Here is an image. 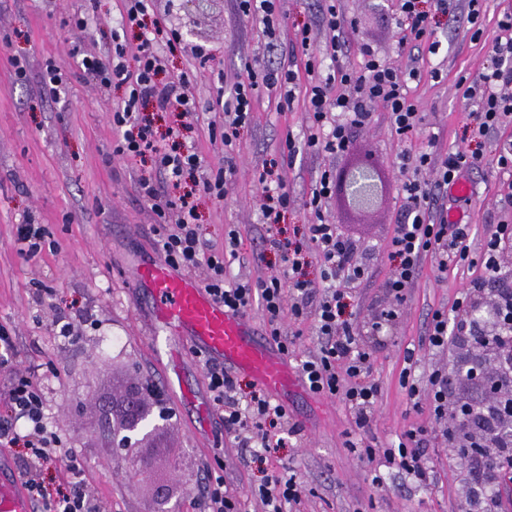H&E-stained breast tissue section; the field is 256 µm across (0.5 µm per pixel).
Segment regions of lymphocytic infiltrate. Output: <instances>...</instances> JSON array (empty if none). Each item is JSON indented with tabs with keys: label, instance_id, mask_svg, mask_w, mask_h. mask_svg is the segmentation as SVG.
Instances as JSON below:
<instances>
[{
	"label": "lymphocytic infiltrate",
	"instance_id": "lymphocytic-infiltrate-1",
	"mask_svg": "<svg viewBox=\"0 0 512 512\" xmlns=\"http://www.w3.org/2000/svg\"><path fill=\"white\" fill-rule=\"evenodd\" d=\"M456 0H431L424 8L420 0H403L402 17L397 25L401 31L400 47L414 46L425 53L437 54L440 44L435 40L436 18L455 11ZM321 15L325 41L315 48V38L309 27L295 34V42L306 61L303 70L291 64L269 67L262 62L246 65L243 74L224 88V116L220 126L225 146H233L241 129L250 124L256 91L259 87L278 97L280 104H291L297 89H304L309 125L305 137L307 148L341 155L348 151L353 129L369 125L368 104L377 102L389 113L396 133L403 138L416 134L422 117L410 95V83L418 76L417 69L390 67L380 62L373 52H365L362 69L338 64L337 58L345 45L346 19L336 8V0H323ZM498 36L491 42L490 63L479 79L464 91L465 98L474 100L477 109L472 114L476 135L512 126V95L503 94L504 86L512 85V15L498 22ZM176 35L169 33L161 22L137 47L133 59H126V49L116 45L113 59L103 62L95 57H83L84 73L102 85L124 87V100L112 109V125L119 137L112 153L122 157L157 158L158 177L141 176L137 189L158 218L156 242L171 266L185 271L204 269L202 286L225 309L234 314H247L260 308L267 334L282 352H289L295 340L283 329L285 317H313L319 347L301 359L300 375L309 392L321 397H335L352 411L354 437L348 446L358 458L375 462L384 459L417 480H424L427 461L423 441L429 436L426 427L408 429L397 446L376 451L363 441L376 413L379 387L370 377L372 357L364 347L354 320L347 315L352 290L367 276L358 245L346 238L336 225L320 218L323 199L336 192L333 171H324L311 191L309 205L317 218L307 227V240L317 256L320 277L308 279L304 274L307 263L302 248L282 239L278 224L294 204L288 187L285 163L294 157L296 142L286 137L278 155L259 172L257 181L263 189L260 206L261 222L266 226L265 242L282 258L280 275L251 282L230 276L228 263L237 258L241 245L236 229L224 233L223 244L204 239L198 223L197 206L192 193L170 197L163 184L179 186L203 165L194 147L184 137L191 131L190 119L196 113L187 75L159 83L158 77L166 62L158 47L173 44ZM333 60L334 66L321 70L318 55ZM359 91V98L348 95ZM164 112L181 113L183 120L170 127L165 137H158L148 105ZM485 160L483 153L455 145L443 154L422 150L401 156L400 170L405 178L401 190L408 202L403 220L397 224L389 242L388 256L392 270L382 283L387 302L372 330H380L383 322L394 320L406 301L409 288L419 275L424 257L438 259L440 269L449 263L481 267L485 277L505 279L498 252L505 239H512V225H499L485 250L479 255L470 251L471 225L452 224L446 212H434L441 192L450 188ZM482 279L474 280L472 288L462 289L451 309L433 311L426 341L430 348L447 347L450 337L476 338L478 329L470 318V297L473 288L482 287ZM497 351L495 358L475 364L479 377H493L497 385L512 382V322L503 323L500 333L489 340ZM203 366L213 406L219 411L226 434L233 436L239 447L248 449L252 461H265L280 433L300 436L302 426L287 408L273 401L266 391L253 392L248 400H240L236 379L232 373L211 359ZM0 372L8 374L10 384L0 391V445L24 449L19 477L34 504L35 512H111L109 504L91 488L84 466L69 442L48 424L40 390L22 370L14 356V341L10 331L0 326ZM402 385L414 405L430 407L435 421L461 425L463 418L448 407V374L442 370L429 373L427 380L416 378L412 370H404ZM500 404L492 398L470 404L469 409L483 429L480 441L492 454L483 459L473 457L478 473L474 490L463 512H499L498 503L490 495V477L501 476L512 469V443L502 441L501 427L490 426ZM62 470L65 478L58 486L46 483V470ZM202 512H244L241 495L231 491L223 477L205 471L199 486ZM302 486L295 477L279 472L267 475L263 483L252 489L267 512H287L301 502Z\"/></svg>",
	"mask_w": 512,
	"mask_h": 512
}]
</instances>
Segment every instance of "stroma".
<instances>
[{
  "label": "stroma",
  "mask_w": 512,
  "mask_h": 512,
  "mask_svg": "<svg viewBox=\"0 0 512 512\" xmlns=\"http://www.w3.org/2000/svg\"><path fill=\"white\" fill-rule=\"evenodd\" d=\"M336 6L348 22L340 63L361 68L365 47L391 66L408 63L407 52L398 47L401 0H336ZM123 13L124 0H0V324L15 337L16 359L42 391L54 430L74 440L88 478L112 512H154V487L160 482L179 488L170 502L172 512H199L200 471L218 460L224 463L230 489L245 496L247 512L263 510L259 500L249 497V489L263 483L269 470L285 467L305 488L300 512H458L469 494L471 475L441 435L425 443L431 469L426 484L387 468L383 488H374L369 465L346 446L352 428L349 409L339 399L317 397L305 389L289 394L286 401L304 428L305 442L285 440L264 465L244 462V449L225 434L219 413L211 414L205 430H197L194 414L171 391L166 397L173 417L149 419L160 427L153 442L161 450L155 471L135 462L129 449L109 447L95 410L132 384H164L167 374L166 358L145 334L151 300L131 285L134 267L162 259L155 245L157 217L136 187L140 175L153 172L154 162L148 156L113 155L118 133L112 126V106L126 90L100 86L71 54L76 48L104 58L117 43L135 52L141 30L122 25ZM77 14L88 15V29L60 36L59 27ZM466 15L462 2L441 17L436 33L440 51L421 61L423 76L411 85L423 114L418 135L401 139L388 112L372 103V121L354 130L349 153L336 157L304 148L287 171L295 205L279 229L283 238L298 243L305 240L306 224L315 219L308 200L324 170L367 156L381 171L386 193L377 210L358 214L335 196L322 207L326 222L364 246V259L373 271L350 302L358 321L369 320L384 306L380 285L391 270L388 243L407 207L401 154L432 142L444 152L450 144L469 141L490 160L501 143L496 135L472 137L471 109L457 86L460 78H477L488 59L487 47L471 40ZM150 16L178 34L167 70L188 73L199 113L193 142L205 167L218 168L224 163V146L210 135L208 124L222 115L221 87L235 81L254 59L269 65L290 60V39L280 37L274 51H267L262 25L241 16L237 0H211L201 11L192 0H150ZM199 48L211 53L208 63L195 58ZM16 58L26 60L25 76L16 75ZM51 61L66 74L65 88L56 98L44 94L41 85ZM433 66L441 69V82L429 77ZM307 121L302 99L281 111L274 96L258 88L253 119L234 146L227 193L220 200L196 193L207 240L222 243L229 225L240 232L231 275L254 281L281 270V259L264 245V229L257 221L262 200L256 174L276 156L286 134L302 139ZM467 180L472 193L450 209L474 225L472 247L477 250L487 229L512 222V208L501 205L507 178L495 168L471 171ZM26 221L44 225L50 241L31 258L14 246L15 228ZM474 277L464 267L438 273L432 260L424 259L398 319L380 334H362L373 353L372 376L380 385L369 433L374 446L396 444L409 426H433L428 411L414 410L399 384L404 352L415 349L427 371L449 366L454 348L432 350L423 342L427 315L430 309L451 306ZM65 322L73 334L69 340L57 333L58 324Z\"/></svg>",
  "instance_id": "stroma-1"
}]
</instances>
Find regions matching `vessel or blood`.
<instances>
[{"instance_id":"b4317fda","label":"vessel or blood","mask_w":512,"mask_h":512,"mask_svg":"<svg viewBox=\"0 0 512 512\" xmlns=\"http://www.w3.org/2000/svg\"><path fill=\"white\" fill-rule=\"evenodd\" d=\"M132 284L149 289L154 298L151 339L161 344L172 369L180 367L170 347L175 338L233 370L250 373L270 396L299 386L287 356L256 341L248 317L227 311L182 271L165 263H145L135 268ZM0 512H32L18 478L1 467Z\"/></svg>"}]
</instances>
